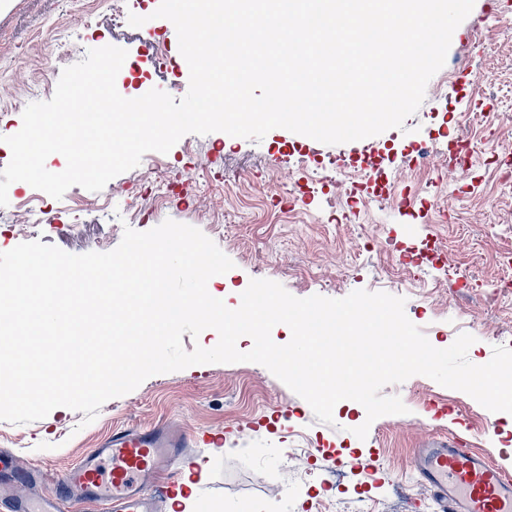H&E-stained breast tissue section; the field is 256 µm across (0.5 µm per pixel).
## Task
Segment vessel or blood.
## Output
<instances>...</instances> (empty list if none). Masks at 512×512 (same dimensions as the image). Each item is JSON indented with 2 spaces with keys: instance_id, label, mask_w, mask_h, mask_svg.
<instances>
[{
  "instance_id": "vessel-or-blood-1",
  "label": "vessel or blood",
  "mask_w": 512,
  "mask_h": 512,
  "mask_svg": "<svg viewBox=\"0 0 512 512\" xmlns=\"http://www.w3.org/2000/svg\"><path fill=\"white\" fill-rule=\"evenodd\" d=\"M214 440L210 433L182 437L167 427H125L58 476L55 496L34 501L12 487L0 500L11 512H63L72 500L103 503L108 512H153L145 477L177 472L186 445ZM411 468L432 488L436 512H512V477L455 440L422 449Z\"/></svg>"
}]
</instances>
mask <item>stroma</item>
Here are the masks:
<instances>
[{"label": "stroma", "mask_w": 512, "mask_h": 512, "mask_svg": "<svg viewBox=\"0 0 512 512\" xmlns=\"http://www.w3.org/2000/svg\"><path fill=\"white\" fill-rule=\"evenodd\" d=\"M114 0H12L0 11V136L22 127L33 102L52 98L64 68L87 50L115 45L127 50L116 78L126 98L161 89L174 98L188 91L180 53L171 68L140 55L141 42L160 33L176 45L171 22L155 17L160 0H126L142 26L112 24ZM495 17L489 0H475L454 31L445 67L455 85L427 84L425 98L404 129L326 145L276 128L262 140L225 135L183 136L168 153L150 152L139 166L113 178L102 191L69 188L54 199L24 182L8 189L0 213L24 220L29 210L55 216L39 239L71 254L115 249L125 225L150 230L171 219L201 230L233 261L215 293L235 308L236 291L254 279L280 283L298 298L340 299L364 289L405 298L408 319L437 348L463 332L475 336L470 362L490 361L497 346L512 348V299L486 309L477 295L457 296L448 273L490 287L502 275L500 258L512 253V186L490 184L491 158L512 132V7ZM466 127L474 151L468 170L449 165L448 142ZM428 142L427 169L414 144ZM367 149L397 195L428 197L444 206L448 221L430 224L418 214L375 198L369 181L350 184L344 170ZM185 171L189 181L170 187L147 219L132 221L142 172L155 165ZM363 196L366 208L332 222L328 202ZM438 244L447 270L403 265L400 251ZM399 396L404 415L367 422L358 402L343 400L333 424L318 421L309 404L256 363L203 364L157 374L134 391L107 401L91 424L83 412L54 409L26 424L0 421V450L18 469L41 466L52 475L73 467L113 430L169 423L177 430L218 434L216 443L188 448L186 481L194 484L202 512H434L432 491L409 466L436 438L456 437L512 471V423L468 394L415 375L383 388ZM369 424L366 439L354 428Z\"/></svg>", "instance_id": "stroma-1"}]
</instances>
